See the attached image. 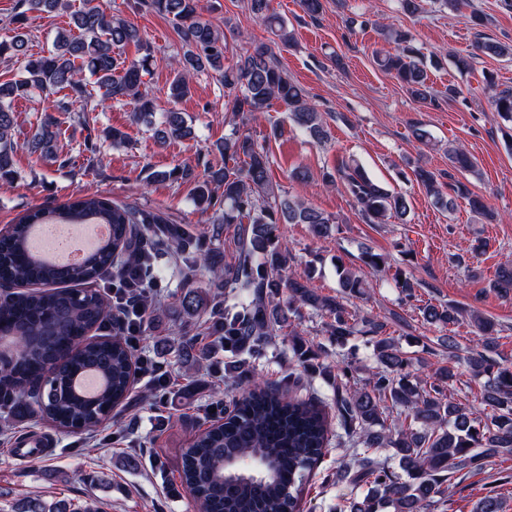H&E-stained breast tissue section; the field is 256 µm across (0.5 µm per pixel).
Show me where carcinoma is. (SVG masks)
<instances>
[{"instance_id":"obj_1","label":"carcinoma","mask_w":512,"mask_h":512,"mask_svg":"<svg viewBox=\"0 0 512 512\" xmlns=\"http://www.w3.org/2000/svg\"><path fill=\"white\" fill-rule=\"evenodd\" d=\"M25 9L15 13L13 34L0 39V58L20 64L18 78L0 82V183L16 177L14 157L20 150L58 159L55 112L70 111L73 99L84 101L80 124L90 123L89 113L98 110L88 85L96 84L117 104L132 106V117L145 125L157 142L165 144L191 134L181 112L175 108L157 113V105L145 86L152 55L139 30L128 21L108 16L96 7L70 10L69 0H20ZM155 13L170 19L181 40L178 71L170 86L173 102L190 94L191 81L200 72L211 71L224 87L225 111L233 120L224 143L216 150L224 163L210 165L199 179L189 166L148 173L147 180L192 183L193 199L204 210H213L212 223L233 224L238 243L231 262L209 248L187 252L191 235L186 227L169 224L154 211L117 204L97 195L69 200L52 209H31L20 216L9 235L0 239V282L19 288L0 300V337L20 336L13 361L0 365V411L32 413L61 429L82 427L92 432L108 421L107 414L129 399L134 380L132 338L90 332L113 326L118 314L109 299L92 284L108 276L118 278L132 267L154 274V240L177 255L185 279L209 275L213 291H187L179 299L178 321L186 357L198 363L208 360L213 343L192 334L205 312L220 319L219 335L231 364L228 371L242 377L250 361L261 358L272 338L288 343L301 375L328 382L355 379V356L346 354L332 371L298 330L303 309L327 317L325 335L343 350L353 336H367L377 362L361 386L347 395L336 393L338 424L354 438L346 449L351 460L342 472L359 493L336 497V512H439L448 502L450 475L463 469L481 470L496 457L512 455V367L490 356L496 346L498 324L473 310L472 321L482 339L468 348L465 362L477 375L487 378L481 400L490 408L483 419L446 400L445 389L456 377L460 346L452 336L444 338L448 365L437 369L428 382L410 371L411 361L385 325L370 317L357 318L343 304L347 296L366 295L369 283L364 271L385 274L387 257L366 250L361 270L336 264L339 295L323 297L308 284V276L288 269V251L283 248L277 225L306 224L318 237L332 231L338 219L298 198L271 195L268 149L247 130L258 114L280 103L293 123L319 140L327 138L322 116L308 100L304 87L294 82L277 63L272 48L259 44L232 65L225 64L229 45L224 31L201 18L200 0H143ZM250 11L278 40L290 41L287 22L270 10L269 0H249ZM71 11L69 30L57 33L54 49L35 55L29 49L25 30L29 13ZM397 44L395 53L377 58L415 99L430 95L427 71L409 34L387 30ZM133 43L145 50L137 60L123 58V48ZM480 54L511 57L512 45L479 42L474 51L455 57L458 70L471 67ZM62 94L40 118L35 134L24 144L14 139L13 103L35 92ZM497 112L512 121V90L494 97ZM451 166L460 172L475 169V162L458 148L448 149ZM416 182L434 204L450 210L455 198L470 209L491 217L483 197L464 184L453 185L454 195L442 190L438 175L424 167L413 169ZM323 179L339 181L359 206L368 224L405 220L410 207L406 197L394 195L373 182L354 159L327 172ZM83 224L96 221L112 227L110 239L76 269H61L34 258L27 249L29 229L46 222ZM395 288L406 300L415 296L417 283L403 271L393 276ZM492 287L512 291V265L502 266ZM245 292L242 302L224 304L226 290ZM423 319L434 326L458 322L461 309L427 304ZM73 344L82 345L78 356L64 362L49 379L48 362ZM93 370L104 386L93 397L74 388V382ZM292 375L272 385L249 381L247 389L229 396L224 416L211 424L182 451L181 483L192 495L200 512H300L298 491L305 475L315 468L330 444L331 425L325 406L313 399L289 395ZM247 457L246 467L236 459ZM496 495L481 498L473 512H502ZM14 512H78L61 499L50 506L25 500Z\"/></svg>"}]
</instances>
